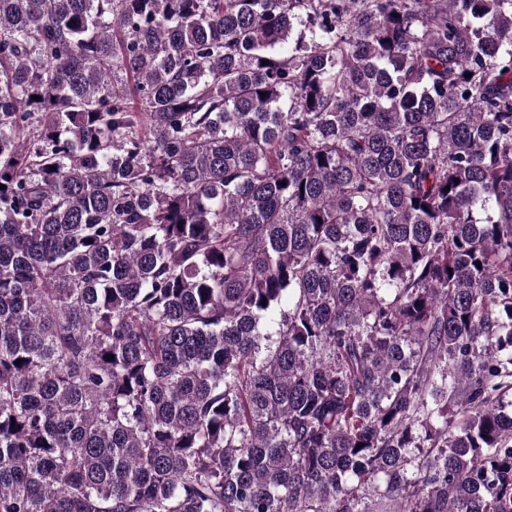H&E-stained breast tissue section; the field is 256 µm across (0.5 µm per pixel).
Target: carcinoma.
Returning <instances> with one entry per match:
<instances>
[{
	"label": "carcinoma",
	"instance_id": "obj_1",
	"mask_svg": "<svg viewBox=\"0 0 512 512\" xmlns=\"http://www.w3.org/2000/svg\"><path fill=\"white\" fill-rule=\"evenodd\" d=\"M0 184V512H512V0H0Z\"/></svg>",
	"mask_w": 512,
	"mask_h": 512
}]
</instances>
